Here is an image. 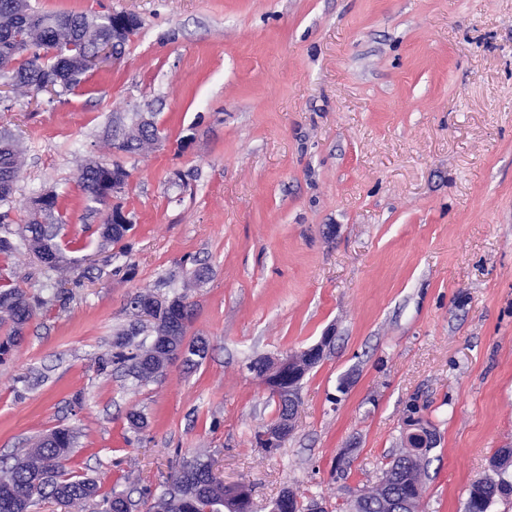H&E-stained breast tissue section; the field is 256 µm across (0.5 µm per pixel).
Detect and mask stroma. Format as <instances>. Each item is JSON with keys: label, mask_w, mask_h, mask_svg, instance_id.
<instances>
[{"label": "stroma", "mask_w": 512, "mask_h": 512, "mask_svg": "<svg viewBox=\"0 0 512 512\" xmlns=\"http://www.w3.org/2000/svg\"><path fill=\"white\" fill-rule=\"evenodd\" d=\"M31 3L142 26L62 100L0 112L25 149L14 224L59 193L63 254L86 273L55 302L30 258L0 255L48 300L0 363V457L67 428L70 469L105 493L161 491L182 454L246 486L257 512L286 488L337 512L375 485L414 415L437 433L424 512H464L512 448V0ZM135 112L161 142L113 150ZM87 158L130 173L115 199L130 252L99 236L78 183ZM201 267L207 280L184 289ZM145 290L186 293V337L209 348L139 383L96 360ZM327 333L291 433L260 447L279 405L249 363Z\"/></svg>", "instance_id": "1"}]
</instances>
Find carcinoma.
<instances>
[{
    "mask_svg": "<svg viewBox=\"0 0 512 512\" xmlns=\"http://www.w3.org/2000/svg\"><path fill=\"white\" fill-rule=\"evenodd\" d=\"M10 21V28L0 27V79L8 81L17 97H28L53 84L54 93L62 96L78 86L88 72L84 57L99 39L112 38V15L90 18L69 11H40L31 0H0V21ZM24 165L22 146L14 135L0 131V223L9 218L14 187ZM79 185L87 201V208L101 212L112 195V170L104 169L95 161L81 167ZM58 195L42 194L32 199L29 219L14 233L16 240L0 238V254H25L35 258L41 274L55 280V284L81 279L73 275L64 263L57 237L59 225ZM130 230L128 224H115L112 214H106L99 225L101 238L110 243L123 240ZM45 305L37 295H30L11 281L0 268V327L6 336L0 341V357L20 345L25 330ZM132 316L149 311L155 319L150 342L133 341L123 332L113 344V351L97 359L99 369L111 364L127 369L139 382H147L162 374L173 360L179 358L189 322L191 305L183 294L160 299L150 292H137L129 301ZM75 436L67 429H57L44 436L16 463L0 468V512H28L34 498L50 495L60 502L74 506L99 500L101 512H114L118 505L127 507L131 500L122 493L102 495L96 482L69 471L71 449ZM425 467L418 464L411 452L399 448L384 466L378 485L362 491L365 512H377L378 493L390 483L396 496L415 499L420 509L424 492ZM238 489L227 488L217 480L210 463L198 456L180 459L170 475L165 489L146 512H244ZM512 495V481L502 477L490 488L482 482H473L468 489L465 512H472L476 504L488 499Z\"/></svg>",
    "mask_w": 512,
    "mask_h": 512,
    "instance_id": "carcinoma-1",
    "label": "carcinoma"
}]
</instances>
